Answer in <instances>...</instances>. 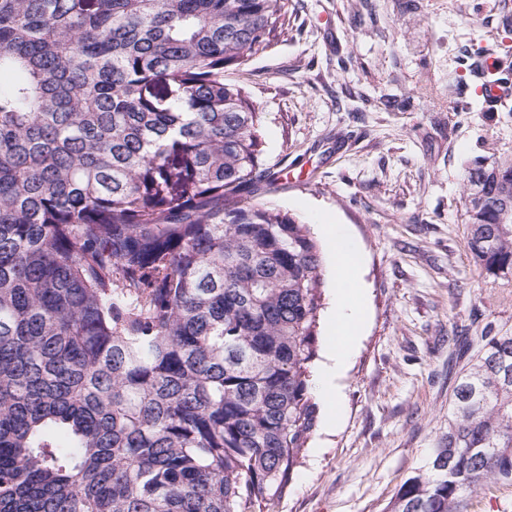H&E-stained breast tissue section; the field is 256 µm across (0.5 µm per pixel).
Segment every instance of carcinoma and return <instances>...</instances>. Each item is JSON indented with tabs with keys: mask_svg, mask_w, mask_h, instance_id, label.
<instances>
[{
	"mask_svg": "<svg viewBox=\"0 0 512 512\" xmlns=\"http://www.w3.org/2000/svg\"><path fill=\"white\" fill-rule=\"evenodd\" d=\"M288 2L0 0V512H264L301 464L323 252L224 82ZM464 187L474 263L512 275V157ZM487 483L512 485L511 331L388 512Z\"/></svg>",
	"mask_w": 512,
	"mask_h": 512,
	"instance_id": "cac0c4a2",
	"label": "carcinoma"
}]
</instances>
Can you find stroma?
Instances as JSON below:
<instances>
[{
    "label": "stroma",
    "mask_w": 512,
    "mask_h": 512,
    "mask_svg": "<svg viewBox=\"0 0 512 512\" xmlns=\"http://www.w3.org/2000/svg\"><path fill=\"white\" fill-rule=\"evenodd\" d=\"M512 61V0H290L288 34L225 71L257 102L267 201L357 242L365 328L341 382L342 413L316 429L271 512H387L427 469L462 371L512 331V278L486 275L465 240L462 175L512 156V111L483 110L480 52ZM350 60L342 69V60Z\"/></svg>",
    "instance_id": "stroma-1"
}]
</instances>
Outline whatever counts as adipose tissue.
<instances>
[{"label": "adipose tissue", "mask_w": 512, "mask_h": 512, "mask_svg": "<svg viewBox=\"0 0 512 512\" xmlns=\"http://www.w3.org/2000/svg\"><path fill=\"white\" fill-rule=\"evenodd\" d=\"M320 232L330 241L336 257L333 276L337 278L339 286L333 291L330 316L335 322L337 334L343 336L344 341L326 354L318 369V387L320 396L329 408L337 411L341 408L339 381L366 321V293L360 284L358 246L344 225L324 224Z\"/></svg>", "instance_id": "1"}]
</instances>
